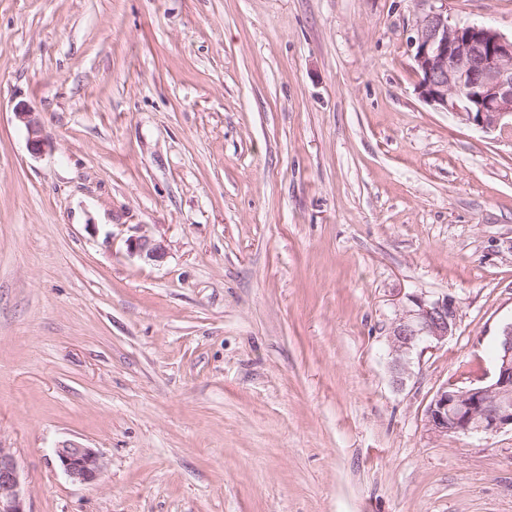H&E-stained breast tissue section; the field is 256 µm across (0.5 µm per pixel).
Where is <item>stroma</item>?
<instances>
[{
  "mask_svg": "<svg viewBox=\"0 0 512 512\" xmlns=\"http://www.w3.org/2000/svg\"><path fill=\"white\" fill-rule=\"evenodd\" d=\"M445 6L512 36V0ZM420 10L0 0V446L29 512H512V433L425 425L512 321V137L419 96ZM144 232L163 261L128 254ZM412 294L458 321L399 375ZM14 113L18 120L24 123L26 127L29 150L32 154H40L45 143L39 125L32 117L33 112L28 107L19 106ZM55 455L64 473L82 484L97 482L102 474L100 454L76 441H63L55 447Z\"/></svg>",
  "mask_w": 512,
  "mask_h": 512,
  "instance_id": "stroma-1",
  "label": "stroma"
}]
</instances>
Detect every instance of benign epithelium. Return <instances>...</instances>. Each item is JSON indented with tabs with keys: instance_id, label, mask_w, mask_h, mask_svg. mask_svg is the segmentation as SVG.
I'll return each mask as SVG.
<instances>
[{
	"instance_id": "1",
	"label": "benign epithelium",
	"mask_w": 512,
	"mask_h": 512,
	"mask_svg": "<svg viewBox=\"0 0 512 512\" xmlns=\"http://www.w3.org/2000/svg\"><path fill=\"white\" fill-rule=\"evenodd\" d=\"M441 2L436 6L435 2ZM424 5L410 39L421 98L458 122L484 133L512 131V37L482 25H453L445 0H419ZM27 130L31 153L42 152L44 138L31 109L15 110ZM129 254L150 261L166 255L163 243L143 234L127 240ZM412 306L392 324L389 344L393 365L403 373L420 345L441 343L452 335L457 310L447 296L426 300L409 296ZM498 351L487 381L469 387L443 386L426 410L425 425L438 435L474 436L512 432V321L503 324ZM55 455L64 473L82 484L102 474L100 454L76 441H63ZM0 512H29L17 460L0 446Z\"/></svg>"
}]
</instances>
